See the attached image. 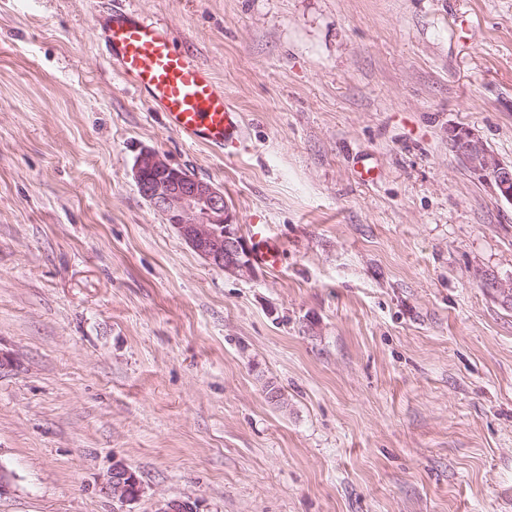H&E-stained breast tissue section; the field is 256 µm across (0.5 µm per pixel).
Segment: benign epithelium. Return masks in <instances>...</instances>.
I'll return each instance as SVG.
<instances>
[{"label":"benign epithelium","mask_w":512,"mask_h":512,"mask_svg":"<svg viewBox=\"0 0 512 512\" xmlns=\"http://www.w3.org/2000/svg\"><path fill=\"white\" fill-rule=\"evenodd\" d=\"M448 145L495 195L512 202V164L501 161L469 128L448 130ZM133 177L140 195L208 265L236 277H255L250 250L220 187L185 176L163 154L149 148L137 156ZM105 489L124 502L142 493L140 480L122 463L112 467Z\"/></svg>","instance_id":"1"}]
</instances>
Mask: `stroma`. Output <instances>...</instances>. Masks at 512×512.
<instances>
[{"instance_id": "stroma-1", "label": "stroma", "mask_w": 512, "mask_h": 512, "mask_svg": "<svg viewBox=\"0 0 512 512\" xmlns=\"http://www.w3.org/2000/svg\"><path fill=\"white\" fill-rule=\"evenodd\" d=\"M129 2L246 148L185 145L112 69L113 0H0V512H512V204L448 148L512 164V0ZM144 148L280 269L209 266L139 194ZM249 230L252 238L257 240V248L254 253L255 261L269 269H276L280 261V246L268 236L266 225L252 223L249 224ZM105 489L112 494L113 498L124 502L134 501L142 493L140 480L123 463L112 467V472H110Z\"/></svg>"}]
</instances>
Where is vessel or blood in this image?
Returning <instances> with one entry per match:
<instances>
[{
	"instance_id": "vessel-or-blood-1",
	"label": "vessel or blood",
	"mask_w": 512,
	"mask_h": 512,
	"mask_svg": "<svg viewBox=\"0 0 512 512\" xmlns=\"http://www.w3.org/2000/svg\"><path fill=\"white\" fill-rule=\"evenodd\" d=\"M95 39L113 69L143 94L167 128L191 146L205 145L233 155L244 138L241 113L233 106L213 73L179 50L168 32L133 7L100 15ZM257 241L254 259L277 268L280 246L265 225L250 224Z\"/></svg>"
}]
</instances>
